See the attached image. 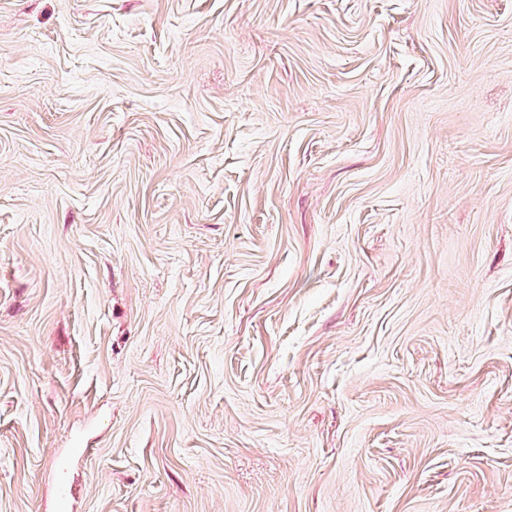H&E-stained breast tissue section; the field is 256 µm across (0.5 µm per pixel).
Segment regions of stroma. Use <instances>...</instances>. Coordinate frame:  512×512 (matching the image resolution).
<instances>
[{
  "label": "stroma",
  "mask_w": 512,
  "mask_h": 512,
  "mask_svg": "<svg viewBox=\"0 0 512 512\" xmlns=\"http://www.w3.org/2000/svg\"><path fill=\"white\" fill-rule=\"evenodd\" d=\"M512 512V0H0V512Z\"/></svg>",
  "instance_id": "1"
}]
</instances>
